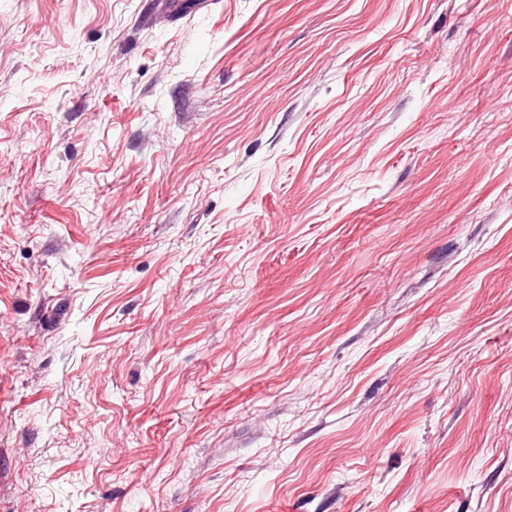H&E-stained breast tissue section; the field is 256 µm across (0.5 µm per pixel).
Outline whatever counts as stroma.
<instances>
[{"label": "stroma", "mask_w": 512, "mask_h": 512, "mask_svg": "<svg viewBox=\"0 0 512 512\" xmlns=\"http://www.w3.org/2000/svg\"><path fill=\"white\" fill-rule=\"evenodd\" d=\"M0 512H512V0H0Z\"/></svg>", "instance_id": "stroma-1"}]
</instances>
